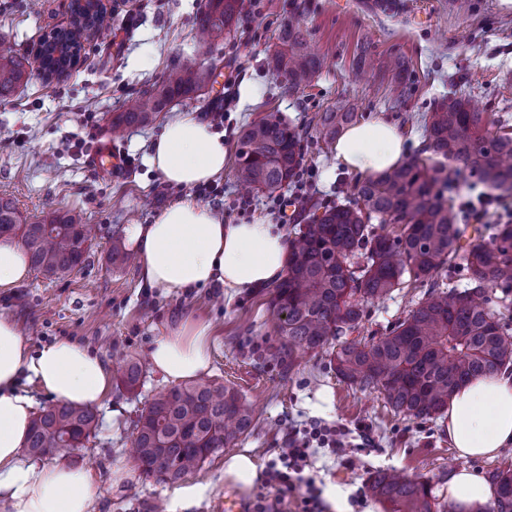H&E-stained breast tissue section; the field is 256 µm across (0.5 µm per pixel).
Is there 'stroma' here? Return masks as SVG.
Instances as JSON below:
<instances>
[{
  "label": "stroma",
  "mask_w": 512,
  "mask_h": 512,
  "mask_svg": "<svg viewBox=\"0 0 512 512\" xmlns=\"http://www.w3.org/2000/svg\"><path fill=\"white\" fill-rule=\"evenodd\" d=\"M205 0H108L112 27L85 43L68 78L49 82L31 75L13 97L0 100V196L11 198L33 222L59 209L82 213L94 227L83 265L60 279L40 273L18 286L0 289V315L18 323L31 350L61 339L101 357L110 373L128 360H147L163 328L186 317L211 325L208 379L237 388L253 407L251 431L210 456L186 481L204 488L186 512H221L232 486L224 481V460L250 453L261 473L242 492L246 504L270 494L262 476L289 437L316 426L340 430L353 450L345 458L328 448L311 447L305 473L319 488L336 485L362 497L353 512L374 506L391 512L367 487L370 474L393 469L429 481L438 502L443 485L462 464L440 421L408 420L396 415L378 394L337 379L330 353L298 359L284 370L270 357L279 343L268 307L269 289L228 296L210 285L186 294H163L147 287L135 264L111 259L112 233L130 224L153 223L182 199L150 166V144L162 126L154 121L110 132L113 113L129 97L145 95L177 64L216 67L219 76L197 99L171 105V112H192L201 119L223 109L224 87L236 101L224 123V146L235 154L240 129L276 112L302 136V170L310 195L335 203L353 179L337 164L333 145L319 138V113L357 107L365 120L381 118L400 127L408 154L425 140L421 121L435 101L469 97L479 111L493 113L512 128V5L501 0H398L393 11L366 6L364 0H244L246 18L236 36L210 44L194 37L195 17ZM303 6L308 42L325 54L328 65L310 86L294 95L280 92L282 78L265 66L274 31ZM72 0H0V44L18 57L52 29L68 26ZM402 60L407 78L391 84L383 68L387 56ZM82 151H74L75 141ZM114 149L132 166L102 171L95 155ZM224 193L208 207L228 224L265 220L287 225L271 195L244 189L232 165L217 178ZM417 299L400 288L370 304L362 339L383 336ZM154 369H146L132 392L110 385L98 408L99 428L68 463L89 471L95 496L92 512H156L175 487L135 473L124 490L112 487V468L131 462L134 425L160 391L173 388Z\"/></svg>",
  "instance_id": "35a3bbf8"
}]
</instances>
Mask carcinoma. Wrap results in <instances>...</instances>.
Returning <instances> with one entry per match:
<instances>
[{
    "instance_id": "obj_1",
    "label": "carcinoma",
    "mask_w": 512,
    "mask_h": 512,
    "mask_svg": "<svg viewBox=\"0 0 512 512\" xmlns=\"http://www.w3.org/2000/svg\"><path fill=\"white\" fill-rule=\"evenodd\" d=\"M69 27L43 37L35 50L42 68L59 78L69 74L70 52L81 51L91 35L112 26L104 6L86 0ZM243 0H207L196 17L200 41L228 36L243 21ZM267 58L272 72L296 93L327 66L312 52L306 29L293 18L275 35ZM213 70L173 66L149 91L151 109L132 97L112 118V136L152 123L175 100L192 99L211 85ZM29 79L25 61L0 54V99ZM360 118L356 112H322L320 136L330 143ZM423 155L376 176L358 178L352 198L328 204L301 200L304 225L291 242L287 277L271 293L270 309L280 345L273 356L291 368L331 338L358 331L366 304L396 288H422L415 307L383 336L346 340L330 363L343 381L383 396L395 412L430 420L444 414L448 399L465 383L512 368V221L497 224L488 238L463 245L479 213L456 203L458 185L448 178L457 165L501 198L512 196V132L492 131L486 112H474L459 97L433 104L423 115ZM301 134L270 113L247 123L235 153L237 180L252 190L280 192L295 182L301 167ZM396 229L378 234L372 222ZM91 229L76 211L52 212L21 223L14 202L0 197V236H19L31 267L62 276L80 266ZM462 274L442 289L443 268ZM143 375L138 361L127 364L120 385L133 390ZM252 410L235 389L196 379L157 394L135 423L134 459L143 474L176 482L197 472L206 459L252 426ZM95 411L58 401L33 418L26 449L46 456L81 448L95 434ZM491 512H512V469L491 472ZM369 490L392 512H443L431 487L394 470H378Z\"/></svg>"
}]
</instances>
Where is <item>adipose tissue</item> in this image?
Returning a JSON list of instances; mask_svg holds the SVG:
<instances>
[{"label":"adipose tissue","instance_id":"adipose-tissue-1","mask_svg":"<svg viewBox=\"0 0 512 512\" xmlns=\"http://www.w3.org/2000/svg\"><path fill=\"white\" fill-rule=\"evenodd\" d=\"M335 156L350 171L380 174L404 160V138L384 120L362 122L338 139ZM226 161L222 135L190 112L168 119L150 145L151 167L175 186L211 181ZM125 235L144 282L166 293L212 284L233 295L261 288L283 276L289 252L282 225L227 224L191 199L174 202L154 223L128 225ZM30 274L22 243L0 237V288L15 287ZM209 351V324L190 319L155 340L150 360L168 378H195L207 371ZM27 381L55 400L95 407L106 396L108 368L66 340L30 350L17 323L0 316V498L9 512H91L94 484L87 470L21 461L35 408L23 387ZM441 423L464 462L448 479V501L455 512H484L493 490L465 462L495 457L512 445V376L493 372L467 382L449 399Z\"/></svg>","mask_w":512,"mask_h":512}]
</instances>
